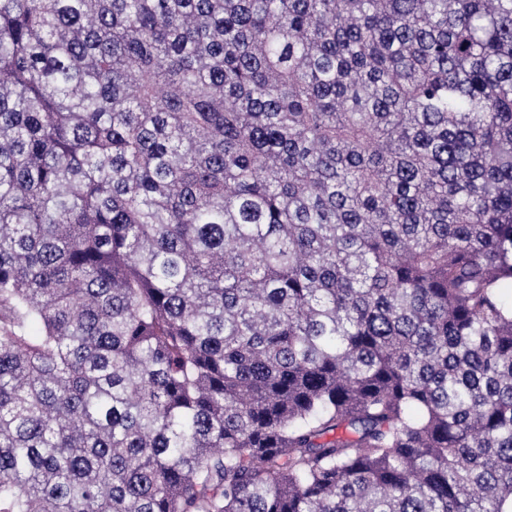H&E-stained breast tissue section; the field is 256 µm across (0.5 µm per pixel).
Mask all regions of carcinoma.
Wrapping results in <instances>:
<instances>
[{
	"mask_svg": "<svg viewBox=\"0 0 512 512\" xmlns=\"http://www.w3.org/2000/svg\"><path fill=\"white\" fill-rule=\"evenodd\" d=\"M510 283L512 0H0V512H512Z\"/></svg>",
	"mask_w": 512,
	"mask_h": 512,
	"instance_id": "1",
	"label": "carcinoma"
}]
</instances>
